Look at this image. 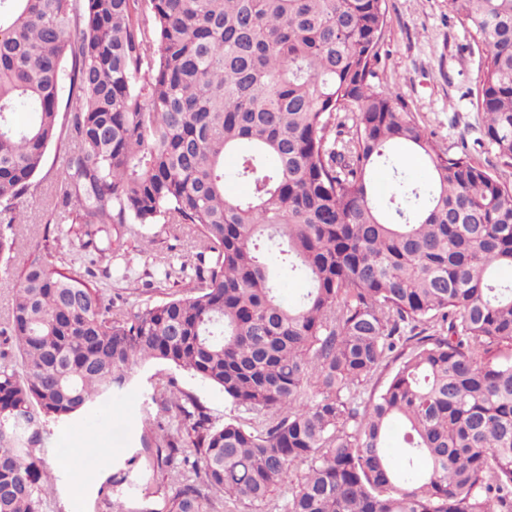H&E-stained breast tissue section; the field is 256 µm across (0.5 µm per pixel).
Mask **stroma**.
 <instances>
[{
    "mask_svg": "<svg viewBox=\"0 0 512 512\" xmlns=\"http://www.w3.org/2000/svg\"><path fill=\"white\" fill-rule=\"evenodd\" d=\"M386 11L375 85L393 91L407 104L415 120L442 149L452 154L468 151L495 176L512 183V167L500 164L490 152L477 123L472 92L481 58L472 51L468 32L453 18L448 0H386ZM64 148L61 141L48 146L43 174L35 177V189L19 202L26 221L14 226L12 257L0 263V323L9 314L23 265L42 252L46 241H54L56 259L74 271L84 272L89 264L79 240L61 234L59 225L50 221L53 180L59 175L57 157ZM199 246L195 233L185 232L177 242L170 225L153 224L144 238L130 240L128 253L137 271H153L165 261L190 259ZM103 286L106 298L116 303H159L170 294L165 285L142 280L112 278ZM161 379L173 381L177 390L202 404L215 424L233 417L248 427L265 424L264 417L237 413L222 392L173 366L157 362L138 368L132 388L101 403L110 419L100 430L88 429L82 418L49 425V475L55 491L48 512H97L100 488L113 472L123 468L129 471L128 481L111 494L129 504L137 501L141 476L131 458L142 450L141 421L151 404L154 385Z\"/></svg>",
    "mask_w": 512,
    "mask_h": 512,
    "instance_id": "1",
    "label": "stroma"
}]
</instances>
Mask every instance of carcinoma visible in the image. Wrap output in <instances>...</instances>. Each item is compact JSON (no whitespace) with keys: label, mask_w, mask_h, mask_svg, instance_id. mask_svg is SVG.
I'll return each instance as SVG.
<instances>
[{"label":"carcinoma","mask_w":512,"mask_h":512,"mask_svg":"<svg viewBox=\"0 0 512 512\" xmlns=\"http://www.w3.org/2000/svg\"><path fill=\"white\" fill-rule=\"evenodd\" d=\"M448 2L483 54L484 136L512 167V0ZM386 24L385 0H0V261L63 133L53 209L91 255L83 277L44 247L0 327L23 368L0 364V512H46V426L155 361L269 423L216 426L158 380L142 506L107 496L100 512H218L284 483L282 512H512V184L374 89ZM395 146L426 159L425 183ZM161 221L202 243L162 263L185 291L114 306L98 276ZM172 469L190 473L173 489Z\"/></svg>","instance_id":"1"}]
</instances>
